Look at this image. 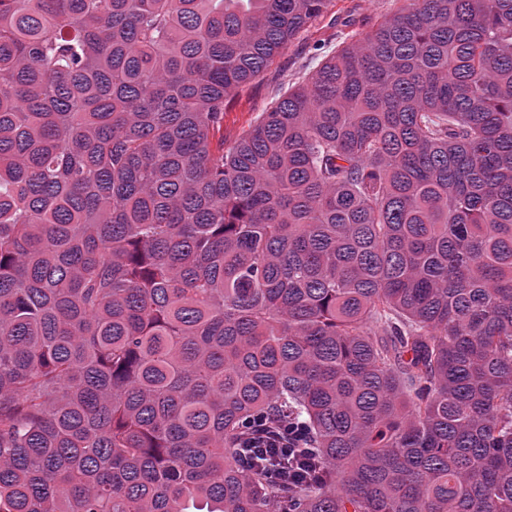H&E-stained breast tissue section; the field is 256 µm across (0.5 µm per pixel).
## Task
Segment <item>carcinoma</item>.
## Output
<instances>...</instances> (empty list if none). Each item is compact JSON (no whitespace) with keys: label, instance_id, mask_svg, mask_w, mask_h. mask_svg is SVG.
<instances>
[{"label":"carcinoma","instance_id":"1","mask_svg":"<svg viewBox=\"0 0 512 512\" xmlns=\"http://www.w3.org/2000/svg\"><path fill=\"white\" fill-rule=\"evenodd\" d=\"M329 2L0 0V512H512V0L213 146Z\"/></svg>","mask_w":512,"mask_h":512}]
</instances>
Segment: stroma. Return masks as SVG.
<instances>
[{"mask_svg":"<svg viewBox=\"0 0 512 512\" xmlns=\"http://www.w3.org/2000/svg\"><path fill=\"white\" fill-rule=\"evenodd\" d=\"M403 0H332L306 32L224 107L225 145H233L269 111L298 77L323 56L339 50L344 39L361 36L381 17L401 8Z\"/></svg>","mask_w":512,"mask_h":512,"instance_id":"1","label":"stroma"}]
</instances>
